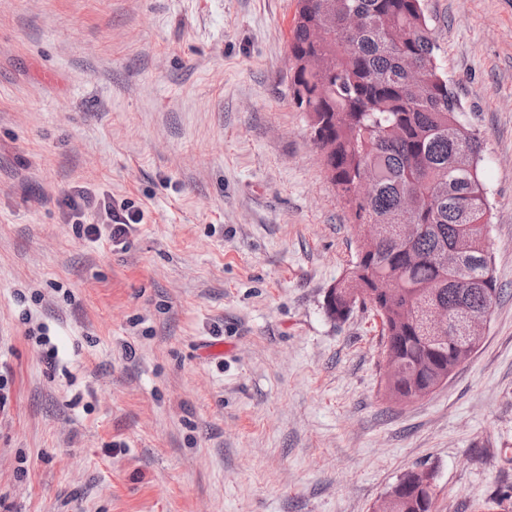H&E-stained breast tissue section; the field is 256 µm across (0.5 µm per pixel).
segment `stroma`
Instances as JSON below:
<instances>
[{"label": "stroma", "instance_id": "35a3bbf8", "mask_svg": "<svg viewBox=\"0 0 512 512\" xmlns=\"http://www.w3.org/2000/svg\"><path fill=\"white\" fill-rule=\"evenodd\" d=\"M486 143L502 293L448 383L381 389L357 242L291 91L296 0H0V512H512V0H423ZM140 211L92 243L65 193ZM404 485L410 486L416 490L420 495L423 493L432 494L434 487V471L430 468L417 466L405 472L396 485L392 486L385 494L386 503L385 509L389 508L391 504L398 498L397 493L400 492ZM422 507L415 506L414 497L412 494H402L391 506L392 512H417Z\"/></svg>", "mask_w": 512, "mask_h": 512}]
</instances>
